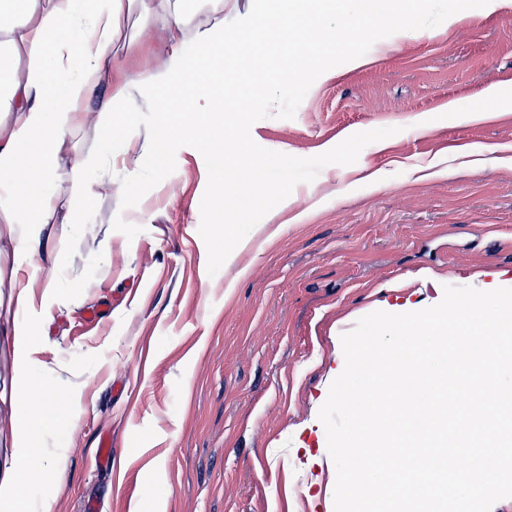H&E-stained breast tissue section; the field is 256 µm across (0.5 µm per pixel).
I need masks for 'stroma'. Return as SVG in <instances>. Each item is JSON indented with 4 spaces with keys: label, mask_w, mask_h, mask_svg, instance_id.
<instances>
[{
    "label": "stroma",
    "mask_w": 512,
    "mask_h": 512,
    "mask_svg": "<svg viewBox=\"0 0 512 512\" xmlns=\"http://www.w3.org/2000/svg\"><path fill=\"white\" fill-rule=\"evenodd\" d=\"M168 50L153 30L119 55L141 143L160 116L137 75ZM489 87L512 102V0L381 39L363 65L322 74L294 119L254 123L258 145L302 158L397 130L297 184L288 208L238 207L246 188L225 180L214 209L225 158L182 141L162 167L99 170L85 223L48 225L32 263L0 254V320L13 270L59 288L48 301L35 289L27 343L0 335V479L17 455L9 402L31 378L71 402L41 436L62 480L29 485L32 512H334L318 413L341 335L447 285L512 288V109H480ZM94 305L108 314L90 324Z\"/></svg>",
    "instance_id": "stroma-1"
}]
</instances>
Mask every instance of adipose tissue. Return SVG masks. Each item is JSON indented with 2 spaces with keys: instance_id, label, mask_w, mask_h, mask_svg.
Segmentation results:
<instances>
[{
  "instance_id": "obj_1",
  "label": "adipose tissue",
  "mask_w": 512,
  "mask_h": 512,
  "mask_svg": "<svg viewBox=\"0 0 512 512\" xmlns=\"http://www.w3.org/2000/svg\"><path fill=\"white\" fill-rule=\"evenodd\" d=\"M235 2L0 0V242L10 241L22 256H37L43 232L55 216L57 187L70 191L66 223H82L95 195L91 172L100 168L113 142L132 146L135 125L126 107L130 87L112 65V46L122 35L124 20L133 15L140 27L161 25L173 34L196 12L210 16L195 31L199 51L194 59L174 50L141 75L154 111L163 116L151 145L155 161H162L176 138L201 149L212 145L252 190L270 193L262 173L283 166L285 157L258 162L243 142L213 136L214 96L238 85L243 70L261 68V45L267 37L298 38L310 54L335 50L336 34L322 29L321 20L335 12L337 3L310 0L313 12L294 15L288 0H255L245 24L228 30L224 9ZM105 80L112 84L111 94L89 109V98ZM89 124L99 134V152L71 155V135ZM11 407L19 451L13 476L0 484V512H27L28 484L60 478L58 462L39 452V427L60 419L67 405L28 379Z\"/></svg>"
}]
</instances>
